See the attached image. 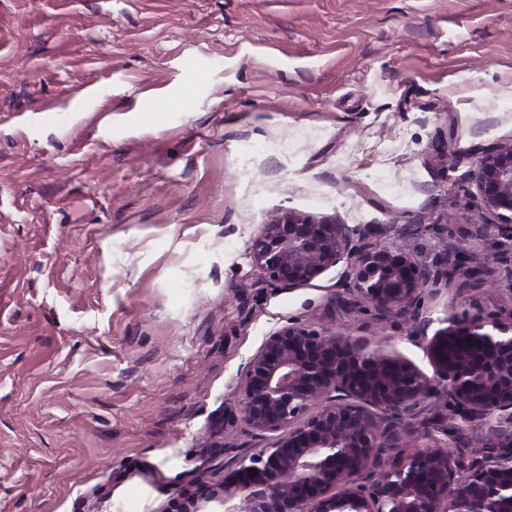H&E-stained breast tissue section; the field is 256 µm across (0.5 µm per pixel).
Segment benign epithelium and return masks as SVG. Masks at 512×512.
Masks as SVG:
<instances>
[{
	"instance_id": "obj_1",
	"label": "benign epithelium",
	"mask_w": 512,
	"mask_h": 512,
	"mask_svg": "<svg viewBox=\"0 0 512 512\" xmlns=\"http://www.w3.org/2000/svg\"><path fill=\"white\" fill-rule=\"evenodd\" d=\"M465 182L478 224L512 236V140L475 145ZM411 225L388 242L371 227L283 212L253 240V268L271 285H309L345 263L331 309L417 319L442 285H491L493 258L451 241L420 261ZM452 313L427 336L432 367L294 321L251 358L234 412L273 441L197 479L162 512H512V308ZM454 448L452 454L435 447Z\"/></svg>"
}]
</instances>
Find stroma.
Instances as JSON below:
<instances>
[{"mask_svg": "<svg viewBox=\"0 0 512 512\" xmlns=\"http://www.w3.org/2000/svg\"><path fill=\"white\" fill-rule=\"evenodd\" d=\"M453 137L460 162L433 149ZM512 139V0H0V512H162L265 447L229 404L296 320L430 371L249 253L292 210L478 239L469 149Z\"/></svg>", "mask_w": 512, "mask_h": 512, "instance_id": "1", "label": "stroma"}]
</instances>
